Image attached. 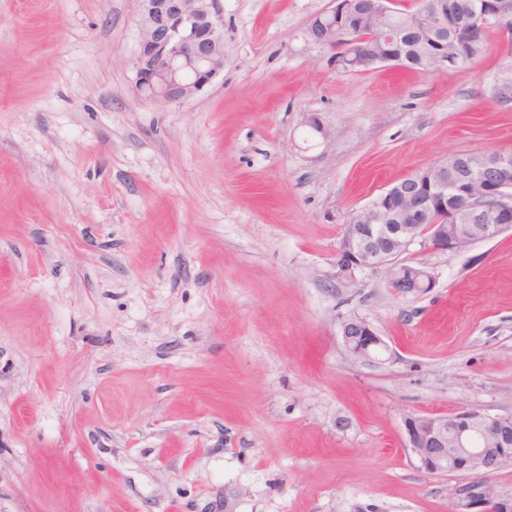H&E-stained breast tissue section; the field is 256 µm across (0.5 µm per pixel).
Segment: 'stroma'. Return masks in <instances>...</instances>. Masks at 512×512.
Returning <instances> with one entry per match:
<instances>
[{
    "label": "stroma",
    "instance_id": "stroma-1",
    "mask_svg": "<svg viewBox=\"0 0 512 512\" xmlns=\"http://www.w3.org/2000/svg\"><path fill=\"white\" fill-rule=\"evenodd\" d=\"M222 5L224 72L175 105L136 89L138 0H0V512H452L403 420L512 413V231L414 243L412 295L340 287L336 247L406 175L512 152V35L343 73L306 35L331 0ZM339 328L344 344L352 356L367 361L383 360L379 356L388 347L367 321L359 317H348L341 320Z\"/></svg>",
    "mask_w": 512,
    "mask_h": 512
}]
</instances>
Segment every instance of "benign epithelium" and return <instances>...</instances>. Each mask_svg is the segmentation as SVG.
Instances as JSON below:
<instances>
[{"label":"benign epithelium","mask_w":512,"mask_h":512,"mask_svg":"<svg viewBox=\"0 0 512 512\" xmlns=\"http://www.w3.org/2000/svg\"><path fill=\"white\" fill-rule=\"evenodd\" d=\"M136 88L145 97L183 104L224 71V10L221 0H138ZM394 0H332L307 25L309 38L334 51L336 69L349 71V52L362 50V28L382 20L383 47L359 65L403 66V37L389 33ZM416 37L428 44L435 67L448 56V0H422ZM479 23L512 32V0H479ZM461 171L448 181V159L416 171L380 193L344 225L336 249L335 278L343 285L364 270L385 269L403 294L427 291L435 277L425 267L400 261L417 240L442 252H460L512 228V155L459 156ZM340 335L348 352L367 361L388 350L376 330L359 317L344 318ZM405 447L429 474L463 473L451 490L454 512H512V496L489 477L512 466V413L461 410L451 415L404 418Z\"/></svg>","instance_id":"1"}]
</instances>
